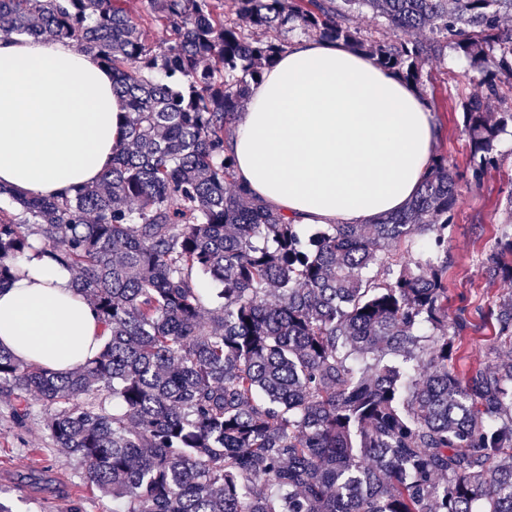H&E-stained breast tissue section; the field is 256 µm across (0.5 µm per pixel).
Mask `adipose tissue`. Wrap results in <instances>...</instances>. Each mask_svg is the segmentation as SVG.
<instances>
[{
	"instance_id": "obj_1",
	"label": "adipose tissue",
	"mask_w": 512,
	"mask_h": 512,
	"mask_svg": "<svg viewBox=\"0 0 512 512\" xmlns=\"http://www.w3.org/2000/svg\"><path fill=\"white\" fill-rule=\"evenodd\" d=\"M112 73L71 43L0 38V185L57 197L99 180L127 123ZM427 98L341 42L302 39L251 85L227 143L251 193L295 224H365L429 171ZM0 288V347L58 373L95 359L98 316L69 269L29 252Z\"/></svg>"
}]
</instances>
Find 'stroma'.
Masks as SVG:
<instances>
[{
  "mask_svg": "<svg viewBox=\"0 0 512 512\" xmlns=\"http://www.w3.org/2000/svg\"><path fill=\"white\" fill-rule=\"evenodd\" d=\"M482 78L481 73L456 53L427 66L423 87L432 104V119L439 130L435 146L451 171L467 172L472 156L462 126V105ZM497 150L503 161L489 170L480 185L461 184L448 227V307L487 311L512 285L490 281L483 260L504 228L505 206L512 195V128L500 135ZM41 405L33 417L18 426L9 400L0 396V497L13 512H116L111 498L90 492L81 464L59 458L44 425Z\"/></svg>",
  "mask_w": 512,
  "mask_h": 512,
  "instance_id": "1",
  "label": "stroma"
}]
</instances>
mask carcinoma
Wrapping results in <instances>:
<instances>
[{
	"label": "carcinoma",
	"instance_id": "cac0c4a2",
	"mask_svg": "<svg viewBox=\"0 0 512 512\" xmlns=\"http://www.w3.org/2000/svg\"><path fill=\"white\" fill-rule=\"evenodd\" d=\"M122 2L0 0L1 36L93 53L129 112L98 182L70 197L0 186L15 204L0 288L37 241L106 331L67 375L0 347L14 418L35 396L54 447L121 512H512V358L448 369L476 325L448 308L447 161L405 209L306 236L248 194L226 149L249 82L288 49L259 31H315L415 83L451 45L483 73L463 105L480 183L512 126L489 105L512 76V0H235L233 17L224 0H147L159 43ZM365 9L389 41L351 24ZM421 233L425 256L395 264ZM483 266L512 281L511 231ZM485 318L512 343V292Z\"/></svg>",
	"mask_w": 512,
	"mask_h": 512
}]
</instances>
